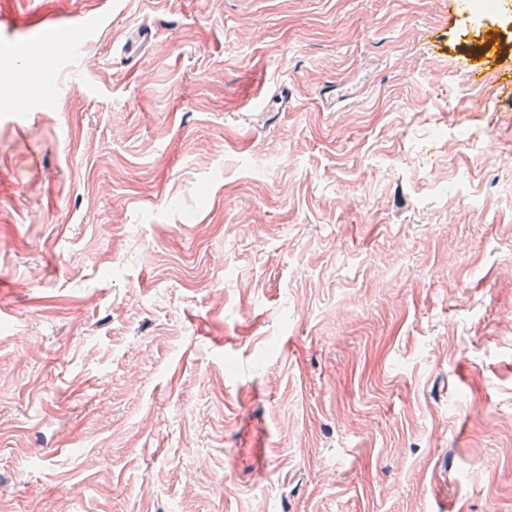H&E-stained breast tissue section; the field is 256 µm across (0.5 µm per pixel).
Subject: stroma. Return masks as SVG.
<instances>
[{
    "label": "stroma",
    "instance_id": "1",
    "mask_svg": "<svg viewBox=\"0 0 512 512\" xmlns=\"http://www.w3.org/2000/svg\"><path fill=\"white\" fill-rule=\"evenodd\" d=\"M2 12L0 512H512V10ZM355 91L351 86L331 82L324 84L319 89V96L327 106H334L336 102H344L352 99Z\"/></svg>",
    "mask_w": 512,
    "mask_h": 512
}]
</instances>
